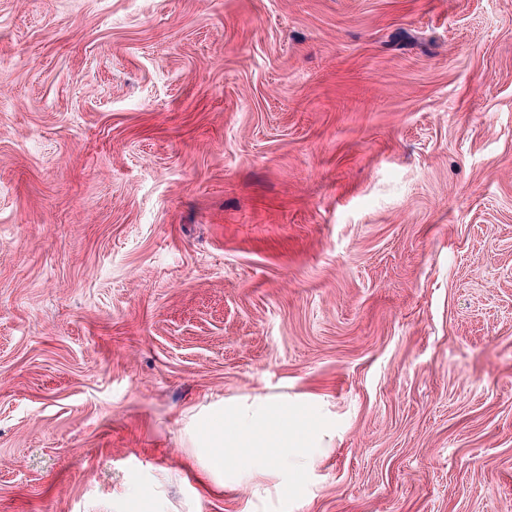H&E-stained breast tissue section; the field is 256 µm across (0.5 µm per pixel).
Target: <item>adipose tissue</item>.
Returning a JSON list of instances; mask_svg holds the SVG:
<instances>
[{
	"instance_id": "ef3b65f1",
	"label": "adipose tissue",
	"mask_w": 512,
	"mask_h": 512,
	"mask_svg": "<svg viewBox=\"0 0 512 512\" xmlns=\"http://www.w3.org/2000/svg\"><path fill=\"white\" fill-rule=\"evenodd\" d=\"M223 419L206 453V468L215 476L249 480V471L238 467L230 454L234 448L248 449L262 465L285 471L307 469L324 449L323 438L310 436L296 413L267 399L246 408H225Z\"/></svg>"
}]
</instances>
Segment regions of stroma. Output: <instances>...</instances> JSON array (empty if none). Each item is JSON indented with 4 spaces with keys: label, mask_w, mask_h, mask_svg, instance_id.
<instances>
[{
    "label": "stroma",
    "mask_w": 512,
    "mask_h": 512,
    "mask_svg": "<svg viewBox=\"0 0 512 512\" xmlns=\"http://www.w3.org/2000/svg\"><path fill=\"white\" fill-rule=\"evenodd\" d=\"M0 512H512V0H0ZM222 418L224 427L215 423L214 438L206 453V468L214 476L249 480L250 472L236 465L228 448H249L250 455L263 466L299 471L307 469L325 447L324 438L310 436L307 425L295 412L268 399H258L247 408L225 407Z\"/></svg>",
    "instance_id": "stroma-1"
}]
</instances>
